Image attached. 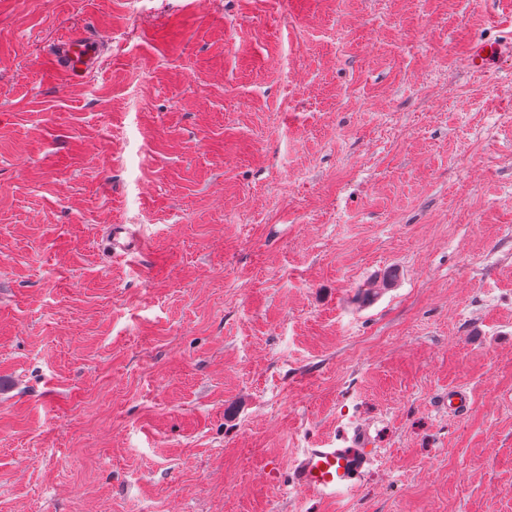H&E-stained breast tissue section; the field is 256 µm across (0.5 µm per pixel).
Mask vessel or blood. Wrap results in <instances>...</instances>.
Wrapping results in <instances>:
<instances>
[{"label": "vessel or blood", "mask_w": 512, "mask_h": 512, "mask_svg": "<svg viewBox=\"0 0 512 512\" xmlns=\"http://www.w3.org/2000/svg\"><path fill=\"white\" fill-rule=\"evenodd\" d=\"M101 48V41L95 38L64 37L54 45L53 64L67 78L81 80L99 68ZM511 57L512 40L479 42L472 45L467 54L471 69L477 73L496 70ZM108 247L112 252L126 255L143 251L145 244L126 229L116 228ZM374 460V450L358 437L351 445L341 448H306L291 470V482L319 501L332 503L353 493L357 481Z\"/></svg>", "instance_id": "obj_1"}]
</instances>
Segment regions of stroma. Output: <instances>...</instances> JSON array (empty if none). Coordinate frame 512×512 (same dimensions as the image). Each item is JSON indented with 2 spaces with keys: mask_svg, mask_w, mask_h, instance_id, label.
<instances>
[{
  "mask_svg": "<svg viewBox=\"0 0 512 512\" xmlns=\"http://www.w3.org/2000/svg\"><path fill=\"white\" fill-rule=\"evenodd\" d=\"M507 38L512 0H0V512H512V60L466 61ZM363 427L351 497L289 486ZM101 48L102 42L95 38H60L51 53L53 65L70 80L84 79L100 67ZM487 53V56H484ZM512 56V39L506 42H479L472 45L467 54L471 69L476 73L496 70ZM107 247L113 254L127 255L129 253L141 252L146 248L144 242L129 234L126 228L113 227L112 236L107 241Z\"/></svg>",
  "mask_w": 512,
  "mask_h": 512,
  "instance_id": "obj_1",
  "label": "stroma"
}]
</instances>
